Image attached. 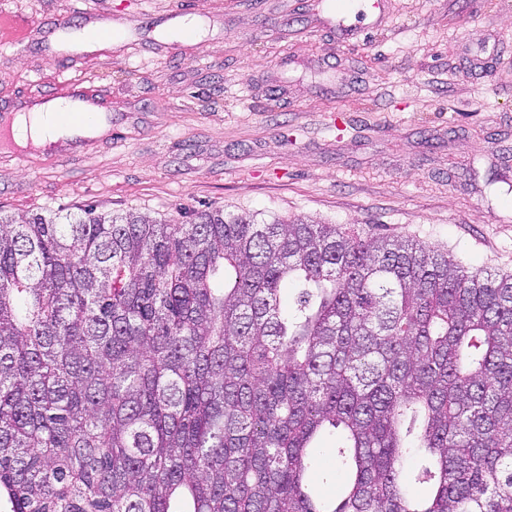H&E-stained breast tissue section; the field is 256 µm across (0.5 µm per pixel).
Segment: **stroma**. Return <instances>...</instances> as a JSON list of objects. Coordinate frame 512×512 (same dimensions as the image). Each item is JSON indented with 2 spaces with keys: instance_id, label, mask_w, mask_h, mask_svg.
Listing matches in <instances>:
<instances>
[{
  "instance_id": "stroma-1",
  "label": "stroma",
  "mask_w": 512,
  "mask_h": 512,
  "mask_svg": "<svg viewBox=\"0 0 512 512\" xmlns=\"http://www.w3.org/2000/svg\"><path fill=\"white\" fill-rule=\"evenodd\" d=\"M92 8L111 39L46 60L38 20ZM381 8L342 46L321 0H0V102L72 81L112 116L87 148L0 149V214L301 217L512 274V0Z\"/></svg>"
}]
</instances>
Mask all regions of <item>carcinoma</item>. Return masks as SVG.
I'll return each instance as SVG.
<instances>
[{
    "label": "carcinoma",
    "instance_id": "cac0c4a2",
    "mask_svg": "<svg viewBox=\"0 0 512 512\" xmlns=\"http://www.w3.org/2000/svg\"><path fill=\"white\" fill-rule=\"evenodd\" d=\"M0 512H512V275L221 209L0 216Z\"/></svg>",
    "mask_w": 512,
    "mask_h": 512
}]
</instances>
